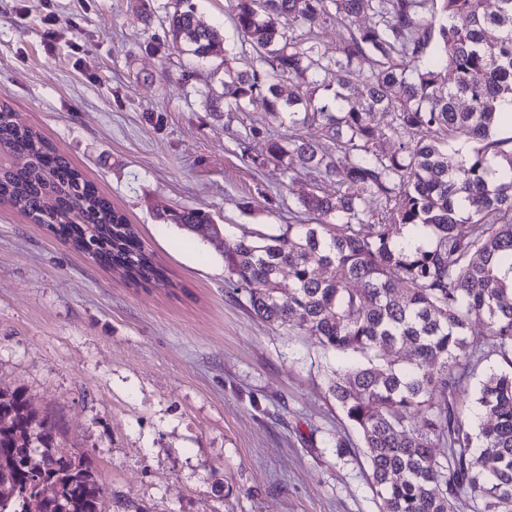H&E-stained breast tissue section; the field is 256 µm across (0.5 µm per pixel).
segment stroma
<instances>
[{
	"label": "stroma",
	"instance_id": "1",
	"mask_svg": "<svg viewBox=\"0 0 512 512\" xmlns=\"http://www.w3.org/2000/svg\"><path fill=\"white\" fill-rule=\"evenodd\" d=\"M176 0H0V105L40 130L135 224L166 268L138 286L0 204V386L86 454L107 512H380L358 435L313 337L249 311L206 238L158 203L211 213L227 239L301 220L307 170L257 165L221 114L223 54L189 57L160 23ZM152 10L144 25L139 9Z\"/></svg>",
	"mask_w": 512,
	"mask_h": 512
}]
</instances>
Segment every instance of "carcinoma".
Returning a JSON list of instances; mask_svg holds the SVG:
<instances>
[{"label": "carcinoma", "mask_w": 512, "mask_h": 512, "mask_svg": "<svg viewBox=\"0 0 512 512\" xmlns=\"http://www.w3.org/2000/svg\"><path fill=\"white\" fill-rule=\"evenodd\" d=\"M178 2L171 41L203 64L221 35L192 0ZM361 13L368 25L331 52L319 45V28ZM229 20L249 49L224 71V112L263 107L272 125L238 140L254 161L309 170L300 204L322 222L222 241L227 283L257 317L346 360L329 390L360 437L381 512H453L462 492L475 512H512V279L499 275L512 270V137L494 135L512 104V0H233ZM378 112L391 115L385 132ZM285 119L320 125L336 152L278 133ZM48 196L57 237L136 284L170 285L135 225L67 156L37 129L0 124V202L29 216ZM159 217L187 231L214 223L201 209L163 206ZM404 228L419 239L412 252L399 248ZM492 355L505 367L479 381L475 428L467 382ZM59 432L24 392L0 387V512H42L50 480L69 512H106L97 470L58 447ZM30 445L49 468L26 466Z\"/></svg>", "instance_id": "obj_1"}]
</instances>
